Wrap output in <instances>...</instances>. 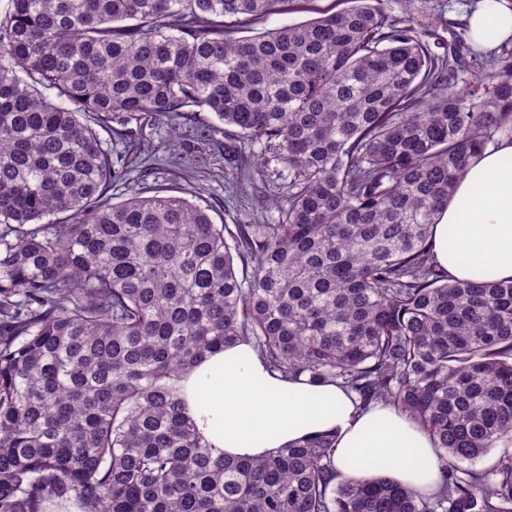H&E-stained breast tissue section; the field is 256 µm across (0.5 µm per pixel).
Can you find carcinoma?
<instances>
[{
  "label": "carcinoma",
  "instance_id": "carcinoma-1",
  "mask_svg": "<svg viewBox=\"0 0 512 512\" xmlns=\"http://www.w3.org/2000/svg\"><path fill=\"white\" fill-rule=\"evenodd\" d=\"M9 2L0 512H512V281L455 280L430 243L470 159L512 137V52L467 64L383 0L239 38L224 18L280 0ZM114 112H211L234 162L264 146L288 171L278 223L112 202L122 171L82 116ZM239 338L408 415L440 485L344 481L333 434L213 455L180 380Z\"/></svg>",
  "mask_w": 512,
  "mask_h": 512
}]
</instances>
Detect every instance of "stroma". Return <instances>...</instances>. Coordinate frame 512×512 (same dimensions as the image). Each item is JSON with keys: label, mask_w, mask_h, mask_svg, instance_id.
I'll return each instance as SVG.
<instances>
[{"label": "stroma", "mask_w": 512, "mask_h": 512, "mask_svg": "<svg viewBox=\"0 0 512 512\" xmlns=\"http://www.w3.org/2000/svg\"><path fill=\"white\" fill-rule=\"evenodd\" d=\"M470 0H384L392 17H408L434 32L444 42L463 36V15ZM342 0H301L296 7L274 9L249 23H227L233 36H252L285 24L302 23L331 14ZM104 148L124 159L130 171L126 179L108 190L113 202L131 191L153 195L161 187L179 188L187 198L207 208L217 224H273L278 220L274 202L288 183V173L263 147H254L247 172L233 176L224 159L223 123L209 112L189 118L142 116L126 120L113 114L111 121L88 115Z\"/></svg>", "instance_id": "stroma-1"}]
</instances>
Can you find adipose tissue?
<instances>
[{
  "label": "adipose tissue",
  "mask_w": 512,
  "mask_h": 512,
  "mask_svg": "<svg viewBox=\"0 0 512 512\" xmlns=\"http://www.w3.org/2000/svg\"><path fill=\"white\" fill-rule=\"evenodd\" d=\"M467 35L479 50L512 38V0H474ZM439 264L477 284L512 279V139L474 157L432 230ZM182 398L204 441L230 458L257 459L325 433L336 436L341 478L386 477L421 493L440 477L436 445L408 416L360 409L337 384L273 371L252 343L210 354L182 381Z\"/></svg>",
  "instance_id": "1"
}]
</instances>
